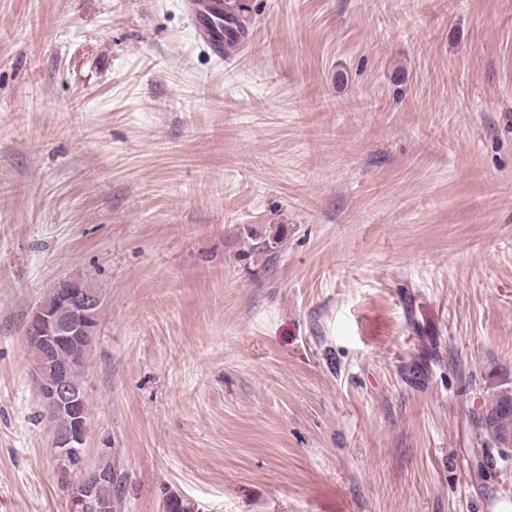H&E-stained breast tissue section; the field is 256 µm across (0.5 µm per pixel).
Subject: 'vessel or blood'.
Returning <instances> with one entry per match:
<instances>
[{
  "label": "vessel or blood",
  "mask_w": 512,
  "mask_h": 512,
  "mask_svg": "<svg viewBox=\"0 0 512 512\" xmlns=\"http://www.w3.org/2000/svg\"><path fill=\"white\" fill-rule=\"evenodd\" d=\"M184 8L195 39L217 60L238 56L247 49L229 0H184Z\"/></svg>",
  "instance_id": "b4317fda"
}]
</instances>
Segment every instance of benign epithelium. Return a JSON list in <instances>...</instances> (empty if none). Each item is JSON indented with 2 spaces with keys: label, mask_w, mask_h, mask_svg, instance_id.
I'll return each instance as SVG.
<instances>
[{
  "label": "benign epithelium",
  "mask_w": 512,
  "mask_h": 512,
  "mask_svg": "<svg viewBox=\"0 0 512 512\" xmlns=\"http://www.w3.org/2000/svg\"><path fill=\"white\" fill-rule=\"evenodd\" d=\"M99 301L73 281L65 280L51 293V302L39 306L26 330L27 340H39L50 348L62 340L93 336L94 318ZM39 403L48 411L67 410L73 416V428L53 433L55 453L70 452L73 469L81 475L78 486L69 497V512H102L103 506L93 497V469L87 467L85 444L90 420L81 412L83 397L79 390L61 383L38 393Z\"/></svg>",
  "instance_id": "7a95c632"
}]
</instances>
